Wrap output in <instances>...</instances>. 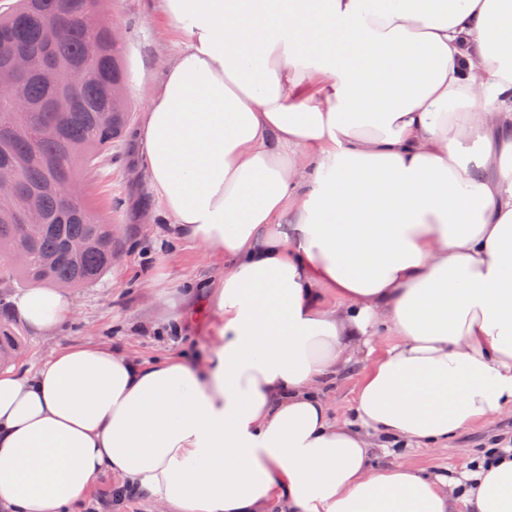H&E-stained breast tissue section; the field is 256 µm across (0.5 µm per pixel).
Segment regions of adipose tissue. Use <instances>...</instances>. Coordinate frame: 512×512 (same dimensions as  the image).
Listing matches in <instances>:
<instances>
[{
	"label": "adipose tissue",
	"instance_id": "1",
	"mask_svg": "<svg viewBox=\"0 0 512 512\" xmlns=\"http://www.w3.org/2000/svg\"><path fill=\"white\" fill-rule=\"evenodd\" d=\"M158 10L184 47L138 143L179 237L224 258L212 345L1 369L0 512H80L105 476L160 512H512V455L370 462L512 414V0ZM14 309L47 336L75 305L34 286ZM364 352L357 420L334 419ZM371 358H366L364 355L356 361H353L349 366L343 370L336 380L326 387L330 400L333 405V417L336 416L345 419L352 415L354 408V399L356 396L357 386L362 378L364 369L370 363Z\"/></svg>",
	"mask_w": 512,
	"mask_h": 512
}]
</instances>
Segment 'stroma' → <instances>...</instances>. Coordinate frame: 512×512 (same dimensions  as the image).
<instances>
[{
	"mask_svg": "<svg viewBox=\"0 0 512 512\" xmlns=\"http://www.w3.org/2000/svg\"><path fill=\"white\" fill-rule=\"evenodd\" d=\"M158 0H102L97 12L114 26L124 63L126 94L133 105L127 134L112 145L100 166L85 170L94 197V212L112 224L116 234L112 267L94 285L72 290L75 313L55 334L31 332L13 313L19 282L0 285V323L22 338L16 364L42 365L57 350L89 340L106 343L138 359L154 361L178 353L200 355L208 347L203 326L177 327L176 316L188 310V295L206 291L221 267L209 253L177 239L158 213L145 178L135 176L141 164L137 130L146 103L182 38L157 9ZM367 358L353 361L326 391L333 414L345 419L354 408ZM512 445V418L457 433L437 448H412L409 464L431 476L481 457L492 443ZM83 512H156L153 502L134 494L123 502L112 497V480L102 477L86 494Z\"/></svg>",
	"mask_w": 512,
	"mask_h": 512,
	"instance_id": "stroma-1",
	"label": "stroma"
}]
</instances>
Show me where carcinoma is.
<instances>
[{
    "mask_svg": "<svg viewBox=\"0 0 512 512\" xmlns=\"http://www.w3.org/2000/svg\"><path fill=\"white\" fill-rule=\"evenodd\" d=\"M96 0H16L0 14V62L19 45L32 51V66L41 63V49L50 47L59 82L49 90L38 80L27 82L25 93L33 104L49 95H69L72 111L57 119L48 110L18 111L11 100L0 98V164L16 167L20 188L34 191L47 225L17 224L14 204L0 203V283L20 280L30 284L85 288L96 283L112 267V225L93 214L90 192L66 205L58 188L76 178L79 168L95 164L112 149L128 127L132 104L126 95L112 91L124 88V69L116 52L112 26L95 12ZM99 44L98 56L88 61L83 46ZM83 66L87 78L77 88L66 82L68 70ZM19 125L32 127L27 140L13 136ZM83 238L91 246L79 254L64 249L69 239ZM18 338L0 327V355L13 354Z\"/></svg>",
    "mask_w": 512,
    "mask_h": 512,
    "instance_id": "obj_1",
    "label": "carcinoma"
}]
</instances>
